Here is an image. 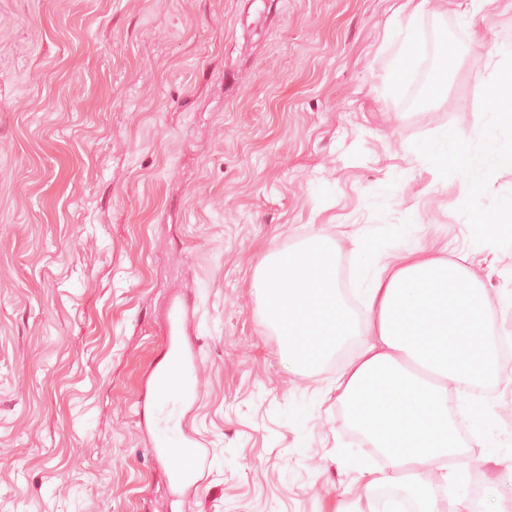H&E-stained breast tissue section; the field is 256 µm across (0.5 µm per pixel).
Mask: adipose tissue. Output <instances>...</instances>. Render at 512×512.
Masks as SVG:
<instances>
[{"instance_id": "1", "label": "adipose tissue", "mask_w": 512, "mask_h": 512, "mask_svg": "<svg viewBox=\"0 0 512 512\" xmlns=\"http://www.w3.org/2000/svg\"><path fill=\"white\" fill-rule=\"evenodd\" d=\"M444 0H403L396 60L410 71L418 58L413 20L419 8L440 12ZM494 67L469 137L440 133L405 146L431 175V188L465 187L458 211L497 241L512 223V198L492 208L479 203L482 187L512 165V60L487 53ZM424 225L380 224L340 243L316 234L294 249L270 250L258 263L253 286L262 323L274 328L290 366L311 369L348 340L357 345L340 369L336 400L351 426L378 448L386 469L352 455L349 468L375 492L403 494L411 512H448V497L466 499L468 478L449 469L463 443L448 414V387L471 386L498 374L490 336L493 306L469 267L428 255ZM349 252L362 299L354 315L338 286L336 261Z\"/></svg>"}]
</instances>
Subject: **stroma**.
<instances>
[{
	"mask_svg": "<svg viewBox=\"0 0 512 512\" xmlns=\"http://www.w3.org/2000/svg\"><path fill=\"white\" fill-rule=\"evenodd\" d=\"M390 5L0 0V512L368 508L332 385L349 353L289 369L251 287L263 255L418 222L432 254L472 247L496 320L512 311V248H483L459 185L429 191L403 151L444 126L469 133L488 48L512 51V0L484 5L475 35L455 11L422 13L404 77ZM439 76L447 91L428 97ZM176 293L197 316L192 428L212 461L173 502L138 402ZM491 385L477 471L498 508L512 368Z\"/></svg>",
	"mask_w": 512,
	"mask_h": 512,
	"instance_id": "obj_1",
	"label": "stroma"
}]
</instances>
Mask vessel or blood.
Returning <instances> with one entry per match:
<instances>
[{
    "label": "vessel or blood",
    "instance_id": "vessel-or-blood-1",
    "mask_svg": "<svg viewBox=\"0 0 512 512\" xmlns=\"http://www.w3.org/2000/svg\"><path fill=\"white\" fill-rule=\"evenodd\" d=\"M195 334L191 302L183 295H173L164 314L163 361L153 367L147 409L154 458L164 465L167 484L183 492L200 485L211 459L208 444L188 425L189 410L199 395L200 355ZM173 457L177 465L166 467V460Z\"/></svg>",
    "mask_w": 512,
    "mask_h": 512
}]
</instances>
